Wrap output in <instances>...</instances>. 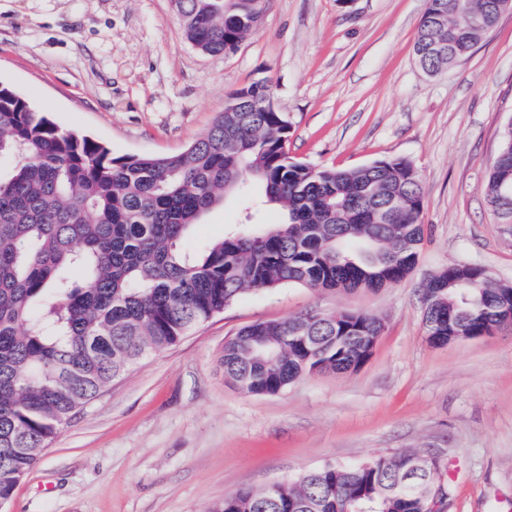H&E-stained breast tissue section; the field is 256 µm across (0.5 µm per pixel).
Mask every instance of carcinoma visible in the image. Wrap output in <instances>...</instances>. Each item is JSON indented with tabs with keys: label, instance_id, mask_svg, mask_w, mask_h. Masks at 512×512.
Returning a JSON list of instances; mask_svg holds the SVG:
<instances>
[{
	"label": "carcinoma",
	"instance_id": "1",
	"mask_svg": "<svg viewBox=\"0 0 512 512\" xmlns=\"http://www.w3.org/2000/svg\"><path fill=\"white\" fill-rule=\"evenodd\" d=\"M472 32L433 0L416 47L467 51L495 26L492 0H469ZM183 38L228 54L262 22L265 0H172ZM442 5L447 21L434 18ZM267 81L233 91L209 130L170 156H112L37 111L0 82V495L15 489L74 412L150 353L245 293L300 285L315 291L392 286L416 266L423 240V180L408 161L316 167L285 149L288 121L269 107ZM512 124L483 183L499 224H512ZM235 194L245 222L202 247L192 227ZM273 205L280 224L252 222ZM425 334L490 336L512 320V288L449 265L422 289ZM381 320L312 310L255 322L224 342V377L272 395L309 374L356 369ZM307 336V345L294 337ZM412 452L329 464L280 483L275 496L242 489L210 512H428L441 474L406 479Z\"/></svg>",
	"mask_w": 512,
	"mask_h": 512
}]
</instances>
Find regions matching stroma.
I'll return each instance as SVG.
<instances>
[{
  "label": "stroma",
  "mask_w": 512,
  "mask_h": 512,
  "mask_svg": "<svg viewBox=\"0 0 512 512\" xmlns=\"http://www.w3.org/2000/svg\"><path fill=\"white\" fill-rule=\"evenodd\" d=\"M426 8L266 0L236 52L206 55L184 41L170 0H0V81L114 155L184 151L230 93L263 78L288 121L290 156L340 168L410 161L425 226L416 268L391 287L255 290L142 358L73 415L0 512H209L243 488L406 450L434 459L445 512H512V328L431 345L420 294L460 263L512 284V228L482 191L512 122V11L431 75L414 58ZM243 219L225 201L191 239L205 245ZM312 308L381 319L361 367L266 396L225 379V339Z\"/></svg>",
  "instance_id": "obj_1"
}]
</instances>
